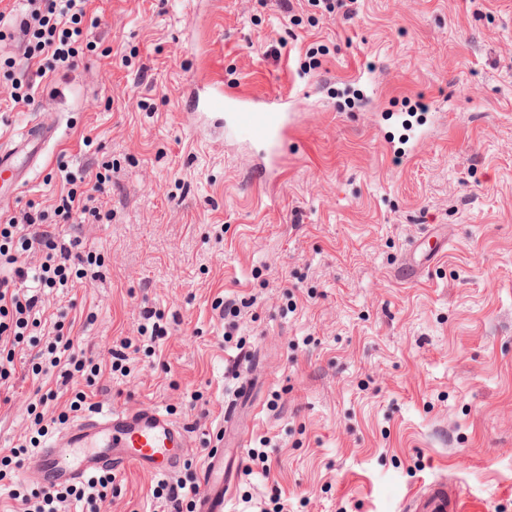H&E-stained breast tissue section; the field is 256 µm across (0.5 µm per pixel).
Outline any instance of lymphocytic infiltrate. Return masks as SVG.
<instances>
[{
  "label": "lymphocytic infiltrate",
  "mask_w": 512,
  "mask_h": 512,
  "mask_svg": "<svg viewBox=\"0 0 512 512\" xmlns=\"http://www.w3.org/2000/svg\"><path fill=\"white\" fill-rule=\"evenodd\" d=\"M29 18L22 26L28 39L33 40V51L43 56L46 70L74 68L83 39L81 23L87 15L88 0H28ZM111 177L96 173L92 188H83L77 177L66 175L68 189L59 198L55 213L63 222L73 223L86 217H99L93 206L95 193L103 192ZM44 214L23 210L19 214L0 219V353L13 350L23 341L28 328L39 327L37 295L21 287L22 282L33 281L40 288L71 287V261L75 250L93 255L94 248L82 240L61 242L55 232L43 229ZM41 253L38 267L28 265L32 253ZM112 486L111 476L93 479L84 487L45 489L35 495L13 492L20 512H59V505L68 498L85 502L87 512H97V502L106 497Z\"/></svg>",
  "instance_id": "lymphocytic-infiltrate-1"
}]
</instances>
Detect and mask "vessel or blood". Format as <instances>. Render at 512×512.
Here are the masks:
<instances>
[{
  "label": "vessel or blood",
  "mask_w": 512,
  "mask_h": 512,
  "mask_svg": "<svg viewBox=\"0 0 512 512\" xmlns=\"http://www.w3.org/2000/svg\"><path fill=\"white\" fill-rule=\"evenodd\" d=\"M191 105L199 112L218 114L227 130L243 132L277 151L291 120L286 94L246 98L219 83H194ZM47 139L35 126L17 138L22 150L36 154ZM190 441L185 428L155 407L138 410L99 408L54 434L37 449L28 469L44 487L80 483L103 472L118 473L131 467L160 477L173 476L181 467ZM230 480L224 474V452L209 454L195 494V512H224ZM419 512H458L445 485L427 487L418 501Z\"/></svg>",
  "instance_id": "b4317fda"
}]
</instances>
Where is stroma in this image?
<instances>
[{
  "instance_id": "1",
  "label": "stroma",
  "mask_w": 512,
  "mask_h": 512,
  "mask_svg": "<svg viewBox=\"0 0 512 512\" xmlns=\"http://www.w3.org/2000/svg\"><path fill=\"white\" fill-rule=\"evenodd\" d=\"M90 0L76 67L36 78L0 0V142L56 136L0 214L27 203L93 244L95 277L44 288L36 344L16 346L0 449L44 446L86 408L156 406L189 432L193 499L215 448L233 463L226 512H409L447 480L459 512H512V0ZM294 99L272 166L242 135L197 126L190 78ZM37 82L32 104L15 84ZM111 164L102 220L54 216L64 172ZM446 235L418 275L415 243ZM244 302L234 321L220 308ZM165 336L141 335L145 311ZM78 356L140 345L93 386L37 379L58 324ZM165 478L129 470L99 512H162ZM46 140L47 133L43 129L27 125L17 137L16 142L23 145L20 149L21 152L36 155Z\"/></svg>"
}]
</instances>
